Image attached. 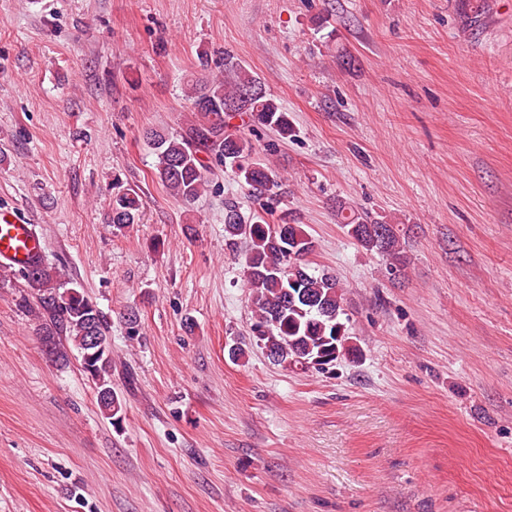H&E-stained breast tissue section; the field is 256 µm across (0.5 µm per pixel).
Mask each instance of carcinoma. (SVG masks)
<instances>
[{
    "label": "carcinoma",
    "instance_id": "cac0c4a2",
    "mask_svg": "<svg viewBox=\"0 0 512 512\" xmlns=\"http://www.w3.org/2000/svg\"><path fill=\"white\" fill-rule=\"evenodd\" d=\"M195 116L179 131L150 129L148 145L157 156V175L171 194L191 204L208 186L210 163L230 169L255 197L279 196L277 172L252 158L251 140L230 120L247 119L250 127L292 132L288 113L265 88L261 78L231 58L224 59V77L191 81L185 88ZM142 202L137 190L119 180L112 182L110 223L119 229L140 221ZM348 235L361 247L400 261L395 225L351 213L343 217ZM224 240L229 246L246 244L244 282L254 307L250 326L256 343L275 363L300 367V358L324 353L352 356L346 325L341 322L343 293L340 281L329 272H316L305 263L315 244L302 225L276 214L273 207L250 217L236 204L224 203ZM38 298L42 342L51 358L63 365L76 349L84 372L96 385L97 401L106 418L118 423L122 403L112 392V346L106 316L63 274L41 258L22 273Z\"/></svg>",
    "mask_w": 512,
    "mask_h": 512
}]
</instances>
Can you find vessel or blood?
Instances as JSON below:
<instances>
[{"label":"vessel or blood","instance_id":"obj_1","mask_svg":"<svg viewBox=\"0 0 512 512\" xmlns=\"http://www.w3.org/2000/svg\"><path fill=\"white\" fill-rule=\"evenodd\" d=\"M43 249L44 240L34 224L13 207L0 206V264L20 271L27 269Z\"/></svg>","mask_w":512,"mask_h":512}]
</instances>
